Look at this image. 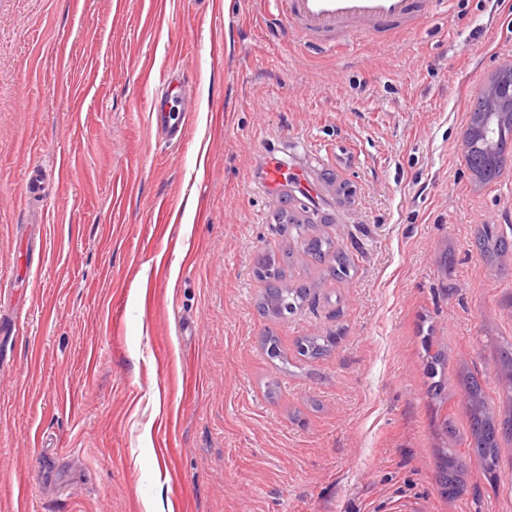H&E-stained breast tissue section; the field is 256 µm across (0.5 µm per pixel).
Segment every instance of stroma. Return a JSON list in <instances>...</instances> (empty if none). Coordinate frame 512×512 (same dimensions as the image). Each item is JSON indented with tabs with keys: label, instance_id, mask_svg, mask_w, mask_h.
<instances>
[{
	"label": "stroma",
	"instance_id": "35a3bbf8",
	"mask_svg": "<svg viewBox=\"0 0 512 512\" xmlns=\"http://www.w3.org/2000/svg\"><path fill=\"white\" fill-rule=\"evenodd\" d=\"M510 57L512 0L336 54L273 0H0V512H512V438L485 472L463 387L504 414L512 252L487 263L476 234L512 240V164L483 185L460 147ZM171 69L195 111L168 148ZM35 163L60 178L28 202ZM286 250L307 299L262 316L255 262ZM306 336L336 342L305 360ZM173 78L164 80L165 87L156 96L151 109V123L160 141L165 144H174L180 141L190 123L194 112L193 100ZM174 90H178L176 99L179 105V119L177 124H171L169 119L168 103ZM262 183L267 191L272 194L283 184V180L287 179L286 173L283 171L281 162L273 155L265 158L262 167Z\"/></svg>",
	"mask_w": 512,
	"mask_h": 512
}]
</instances>
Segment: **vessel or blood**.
<instances>
[{"instance_id":"vessel-or-blood-1","label":"vessel or blood","mask_w":512,"mask_h":512,"mask_svg":"<svg viewBox=\"0 0 512 512\" xmlns=\"http://www.w3.org/2000/svg\"><path fill=\"white\" fill-rule=\"evenodd\" d=\"M446 0H275L279 16L293 28L304 44L329 52L343 48L356 33L385 32L408 21L419 10L435 13ZM177 99L178 123H170L168 103ZM193 100L186 92H175L172 80H165L151 109V123L161 142L180 141L190 123ZM286 174L279 159L267 156L262 183L268 192L282 185Z\"/></svg>"}]
</instances>
